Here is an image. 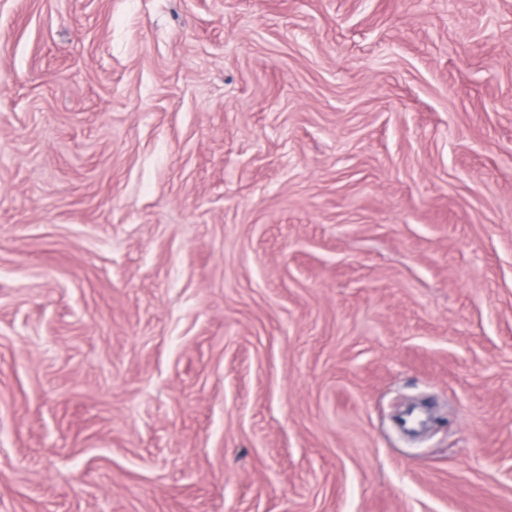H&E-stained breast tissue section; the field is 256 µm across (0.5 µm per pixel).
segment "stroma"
Returning <instances> with one entry per match:
<instances>
[{
	"label": "stroma",
	"mask_w": 512,
	"mask_h": 512,
	"mask_svg": "<svg viewBox=\"0 0 512 512\" xmlns=\"http://www.w3.org/2000/svg\"><path fill=\"white\" fill-rule=\"evenodd\" d=\"M0 512H512V0H0Z\"/></svg>",
	"instance_id": "35a3bbf8"
}]
</instances>
